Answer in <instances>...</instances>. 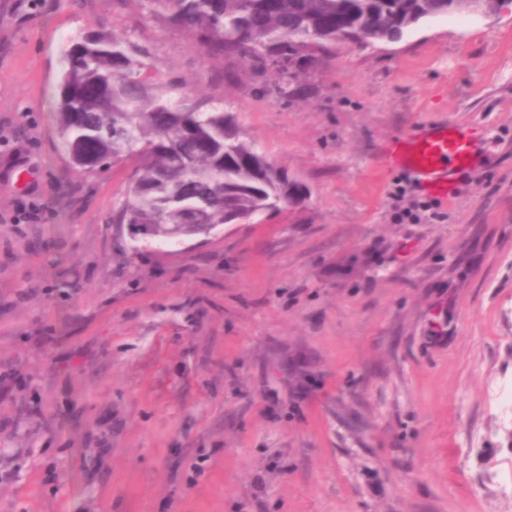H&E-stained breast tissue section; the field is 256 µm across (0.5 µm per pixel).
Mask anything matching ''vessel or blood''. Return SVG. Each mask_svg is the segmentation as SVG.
<instances>
[{
	"label": "vessel or blood",
	"instance_id": "b4317fda",
	"mask_svg": "<svg viewBox=\"0 0 512 512\" xmlns=\"http://www.w3.org/2000/svg\"><path fill=\"white\" fill-rule=\"evenodd\" d=\"M481 143L477 127L443 121L388 139L383 153L390 170L409 176L420 192L443 201L477 166Z\"/></svg>",
	"mask_w": 512,
	"mask_h": 512
}]
</instances>
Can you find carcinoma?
<instances>
[{
    "label": "carcinoma",
    "instance_id": "1",
    "mask_svg": "<svg viewBox=\"0 0 512 512\" xmlns=\"http://www.w3.org/2000/svg\"><path fill=\"white\" fill-rule=\"evenodd\" d=\"M141 23L163 19L215 59L236 61L288 101L336 44L365 47L403 38L422 23L468 10L469 0H139ZM147 47L98 32L72 42L60 74L57 133L72 168L92 174L105 161L136 167L112 223L135 235L176 242L182 231L247 220L293 201L299 188L224 110L185 106L170 82L143 79ZM196 195L179 201L183 184Z\"/></svg>",
    "mask_w": 512,
    "mask_h": 512
}]
</instances>
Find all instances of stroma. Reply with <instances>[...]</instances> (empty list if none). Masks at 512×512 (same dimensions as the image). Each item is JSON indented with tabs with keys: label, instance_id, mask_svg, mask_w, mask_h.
<instances>
[{
	"label": "stroma",
	"instance_id": "35a3bbf8",
	"mask_svg": "<svg viewBox=\"0 0 512 512\" xmlns=\"http://www.w3.org/2000/svg\"><path fill=\"white\" fill-rule=\"evenodd\" d=\"M139 14L0 0V512H512V5L337 45L286 103ZM99 30L299 199L166 247L113 224L134 159L79 175L56 132ZM439 121L483 136L445 203L380 156Z\"/></svg>",
	"mask_w": 512,
	"mask_h": 512
}]
</instances>
